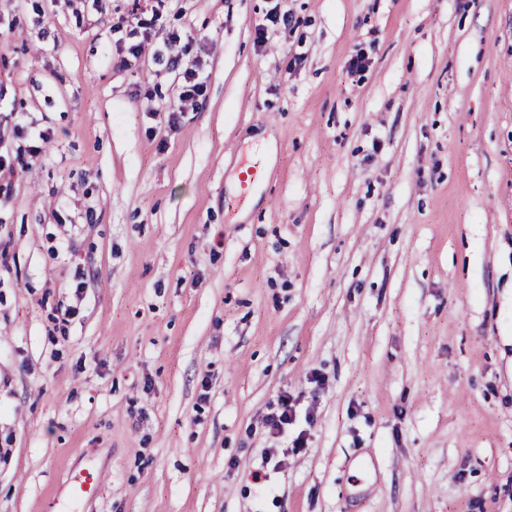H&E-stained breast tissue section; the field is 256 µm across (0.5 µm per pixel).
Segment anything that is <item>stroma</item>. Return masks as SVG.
I'll return each instance as SVG.
<instances>
[{"instance_id":"obj_1","label":"stroma","mask_w":512,"mask_h":512,"mask_svg":"<svg viewBox=\"0 0 512 512\" xmlns=\"http://www.w3.org/2000/svg\"><path fill=\"white\" fill-rule=\"evenodd\" d=\"M151 6L0 0V512H512V0ZM184 83L179 99L181 102L188 100H197L203 97L206 86L200 78L199 70L193 68H186L182 72ZM269 412L264 416L263 424L273 437L282 436L288 431L293 421L292 405L287 394H280L268 405ZM85 477H77L68 487L65 497L58 503L64 509L56 512H76L82 510L84 497L87 492Z\"/></svg>"}]
</instances>
